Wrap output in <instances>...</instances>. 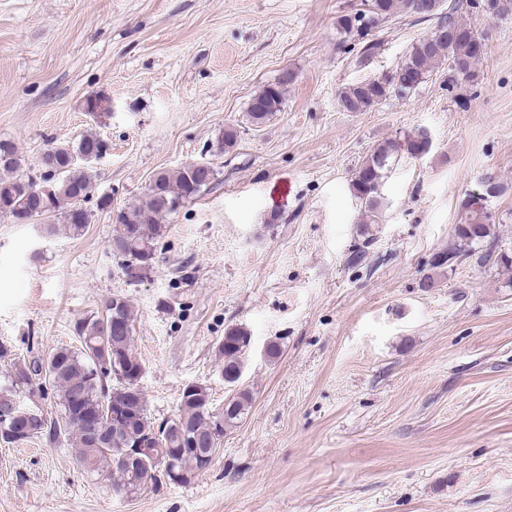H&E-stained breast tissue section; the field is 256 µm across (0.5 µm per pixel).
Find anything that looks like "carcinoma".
I'll use <instances>...</instances> for the list:
<instances>
[{"mask_svg": "<svg viewBox=\"0 0 512 512\" xmlns=\"http://www.w3.org/2000/svg\"><path fill=\"white\" fill-rule=\"evenodd\" d=\"M443 4L444 0H367L365 10L339 16V29L346 34L355 31L362 37L396 13L437 19L431 31L411 46L394 71L345 85L338 95L343 111L367 112L391 94L406 96L442 65L448 66L451 81L477 84V66L482 58L475 44L477 34L457 17L462 0H453L446 10ZM293 79L294 74L287 72L278 82L263 86L254 95L249 106L253 125L263 124L281 110L286 86ZM102 144L103 138L91 132L72 143L46 148L41 154L42 161L37 163L53 175L45 181L52 189L46 194L40 191V184L31 174H20L24 159L18 148L11 142L0 141V217L23 224L38 207L43 214L38 223L44 225L46 233L56 232L59 222L69 234L82 235L91 222V213L84 207L93 188L91 165L72 163L70 157L79 151L96 150ZM431 146L427 130L418 128L379 144L355 169L349 182L350 192L369 223L378 222L381 190L395 162L403 156L422 158ZM486 181L495 192L488 195L481 207L466 196L461 198L454 244L434 256L433 267H443L479 250L481 262L512 271V246L496 239V217L490 215L493 200L504 193L505 186L493 177ZM211 184L210 180L201 181L194 164L188 163L173 171L157 173L138 199L119 210L109 247L123 252L122 265L143 268L135 279L143 280L153 269L156 244L165 231L163 221L185 201L210 189ZM114 317L126 326L119 336L111 332ZM133 329L134 316L129 304L115 296L106 302L105 315H90L75 322L77 347H58L43 359L26 361L11 356V350L0 345V359L10 358L12 369L11 383L0 386V408L17 415L12 421L0 419V440L5 444L18 443L5 435V429L12 430L17 424L29 430L23 436L25 442L41 436L54 441L65 435L82 467L90 473L108 472L116 492L158 488L162 474L157 468L167 456L187 474L183 483L190 482L218 453L224 431L236 427L251 407L250 390L240 387L250 333L242 326L232 325L224 330V339L217 346L224 384L231 387L223 407H212L206 385L190 384L182 391L177 413L158 423L148 415L145 397L138 387L143 367L133 350ZM34 376L44 377L52 388L60 406L58 415L48 416L17 403V389L29 384ZM83 410L106 414L105 429L92 433L81 414ZM147 437L151 438V446L141 453L137 464L126 469L115 466L121 449Z\"/></svg>", "mask_w": 512, "mask_h": 512, "instance_id": "1", "label": "carcinoma"}]
</instances>
